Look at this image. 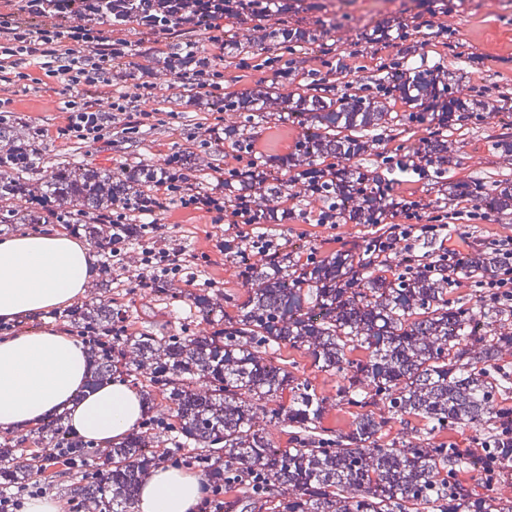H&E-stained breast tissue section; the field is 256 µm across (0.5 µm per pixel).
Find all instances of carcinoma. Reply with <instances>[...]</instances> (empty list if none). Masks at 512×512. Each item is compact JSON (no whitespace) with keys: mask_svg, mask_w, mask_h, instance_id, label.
Here are the masks:
<instances>
[{"mask_svg":"<svg viewBox=\"0 0 512 512\" xmlns=\"http://www.w3.org/2000/svg\"><path fill=\"white\" fill-rule=\"evenodd\" d=\"M225 2L224 15L255 21L247 34L224 31L226 66L270 69L286 81L302 55L320 48L324 66L341 75L343 88L316 71L286 94L277 87L224 93V135L244 161L224 169V206L236 209L254 175H266L271 160L255 158L248 131L276 117L304 133L282 163L289 177L268 180L253 194L249 220L281 224V205L299 198L338 221L381 228L360 243L330 255L313 250L304 260L278 242L261 249L250 237L229 242L235 276L248 288L238 314L229 317L224 305L234 295L224 288H185L181 273L156 271L147 279L139 273L129 249L150 239L151 230L142 224L114 230L99 220L154 192L163 170L182 176L210 167L209 141L177 152L163 166L140 160L113 173L73 165L63 153L45 165L38 149L1 156L4 231L34 228L51 211L57 223L98 249L101 280L94 297L54 312L87 346V387L128 378L140 388L146 411L121 442L107 448L73 432L64 413L4 437L0 487L16 490L41 481L58 448L68 461L50 488L80 512H132L142 485L169 457L160 449L170 444L208 483L265 512H512V479L504 473L487 479V472L505 467L512 456L506 428L512 423V373L501 365L512 355V309L489 300L486 288L466 294L456 288L460 276L482 281L494 268L495 254L485 250L483 264L456 276L448 271L444 247L426 255L375 247L390 237L384 222L395 205L377 185L407 169L401 150L378 147L412 124L433 125L413 156L444 186L439 208L457 197L491 216L512 215V177L491 185L444 177L455 147L448 132L486 123L500 103L512 100V86L472 87L462 98L453 64L408 68L417 44L430 35L423 22L388 19L360 33L358 44L392 37L405 45L366 80L336 58L332 45H323V21H260L263 0ZM98 12L105 23L144 22L176 33L173 13L155 11L146 19L131 0H99ZM194 54L193 43H176L168 62L155 69L179 71ZM118 77L139 86L143 70L128 64ZM398 102L407 111H393ZM1 138L30 146L36 133L7 117L0 119ZM371 155L380 159L372 169L361 163ZM114 232L123 237L116 257ZM123 278L139 281L162 305L186 299L195 312L182 317L177 334L162 328L134 332L124 302L128 289L119 287ZM199 316L220 327L195 332ZM285 346L304 352L318 371L333 377L335 395L317 392L286 368L280 358ZM332 407L350 418L329 434L321 419ZM392 421L404 431L388 440L384 428ZM460 426L475 430L467 447L435 443L439 433ZM275 429L289 436L292 447L276 445ZM461 472L472 474L482 492L462 486Z\"/></svg>","mask_w":512,"mask_h":512,"instance_id":"carcinoma-1","label":"carcinoma"}]
</instances>
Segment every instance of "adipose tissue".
Returning <instances> with one entry per match:
<instances>
[{
    "label": "adipose tissue",
    "mask_w": 512,
    "mask_h": 512,
    "mask_svg": "<svg viewBox=\"0 0 512 512\" xmlns=\"http://www.w3.org/2000/svg\"><path fill=\"white\" fill-rule=\"evenodd\" d=\"M96 274L91 248L59 234L0 241V320L32 316L84 291ZM81 345L54 330H26L0 343V433L69 410L72 429L109 445L136 424L144 403L127 385L85 386ZM201 480L159 469L144 484L135 512H194Z\"/></svg>",
    "instance_id": "obj_1"
}]
</instances>
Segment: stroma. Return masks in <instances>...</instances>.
Segmentation results:
<instances>
[{
	"instance_id": "obj_1",
	"label": "stroma",
	"mask_w": 512,
	"mask_h": 512,
	"mask_svg": "<svg viewBox=\"0 0 512 512\" xmlns=\"http://www.w3.org/2000/svg\"><path fill=\"white\" fill-rule=\"evenodd\" d=\"M324 15L332 20L333 30L325 37L335 46L338 55L349 53V44L359 30L371 28L385 19L405 20L419 16L427 20L430 31L446 28L453 33L454 51H447L439 39L422 45L412 63L418 67L433 64L447 54H454L458 67L460 92L472 86H489L512 81V0H460L452 12L434 11L431 0H317ZM37 83L38 92L11 94L8 108L20 122L44 129L39 147L52 154L61 140L57 129L62 121V96L56 92L57 81L41 66L28 69ZM156 108L168 109L180 102L182 110L174 114L165 133H148L137 142L127 141L123 133L115 132L105 139L73 141L70 161L99 170L118 171L126 163L147 159L164 163L179 149L190 146L198 127L223 128L224 115L193 106L188 92L179 88L170 74H157ZM302 130L289 121H271L256 128L252 134L257 155L286 156L292 152ZM512 135V117L491 118L488 123L461 138V147L448 166L449 179L512 175V159L503 156L495 143L503 135ZM452 215L447 244L461 247L463 241L502 240L512 237V220L499 223H475L470 219L472 205L464 200L448 203ZM167 248L178 252L184 273L195 277L207 273L223 282H231L233 268L222 250L224 241L236 239L241 233L264 236L285 244L287 250L306 256L309 250L327 254L338 248L340 240L355 241L367 236L369 229L358 224H319L302 215H291L282 224H216L209 214L179 207L158 213ZM131 320L138 327H164L177 332L179 321L175 313L160 308L149 289L135 287L126 298Z\"/></svg>"
}]
</instances>
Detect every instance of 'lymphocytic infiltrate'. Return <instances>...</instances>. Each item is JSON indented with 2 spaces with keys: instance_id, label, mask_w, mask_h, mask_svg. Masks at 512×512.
<instances>
[{
  "instance_id": "f902f5d3",
  "label": "lymphocytic infiltrate",
  "mask_w": 512,
  "mask_h": 512,
  "mask_svg": "<svg viewBox=\"0 0 512 512\" xmlns=\"http://www.w3.org/2000/svg\"><path fill=\"white\" fill-rule=\"evenodd\" d=\"M71 14L72 21L38 28L15 22L0 25V83L13 87L26 84V64L41 62L57 77L59 95L68 99L64 123L58 129L62 137L98 141L111 130L127 129L134 114L149 118V111L137 109L141 94L121 89L112 81L117 65L132 55L130 44L105 35L96 19L94 0H74ZM202 26L208 46L200 53L199 67L179 71L176 77L190 93L213 101L224 94V27L212 19ZM80 93L108 98L109 111L78 103ZM402 213V223L391 229L393 246L409 249L414 241L440 235L441 225L425 223V213L419 207L403 208Z\"/></svg>"
}]
</instances>
